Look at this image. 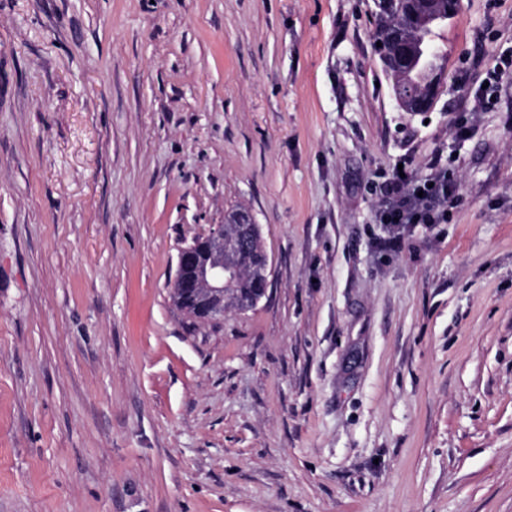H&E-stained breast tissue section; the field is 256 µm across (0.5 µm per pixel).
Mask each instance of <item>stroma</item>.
Listing matches in <instances>:
<instances>
[{
	"label": "stroma",
	"mask_w": 512,
	"mask_h": 512,
	"mask_svg": "<svg viewBox=\"0 0 512 512\" xmlns=\"http://www.w3.org/2000/svg\"><path fill=\"white\" fill-rule=\"evenodd\" d=\"M374 0H0V512H512V0L402 111ZM475 131L454 135L461 117ZM457 190L383 247L398 163ZM259 224L264 298L178 256ZM512 75V55L501 57L493 68L489 69L486 73L485 82H489L486 87L487 92L482 96L477 106L481 109H492L497 104V93L500 87L503 86L505 79ZM495 98V101H491ZM244 220L237 221L235 224L212 225L205 235L206 243L204 238L200 237L192 244L198 252L202 251L204 244L206 245V252L202 256H198L194 249L182 253L181 267L191 269L193 275L190 280L182 283L180 288L188 289L196 295L198 304L205 314L204 319L194 296L184 291L177 292L176 280L181 279L185 273L182 268H178L173 285V299L176 306L189 319L193 321L223 319L226 310L225 298L232 288H235V298L229 303V307L239 310H246L255 305L254 297L258 296L256 288H263L261 297L266 295L267 288L264 287L269 277L268 254L259 225L255 224L250 214L246 215ZM224 229L232 236H238L244 232L247 241L239 237L228 242L224 237ZM240 247L243 248L235 257L240 268L238 279L233 285L224 288L235 280L238 274L237 268L225 261L224 254Z\"/></svg>",
	"instance_id": "35a3bbf8"
}]
</instances>
